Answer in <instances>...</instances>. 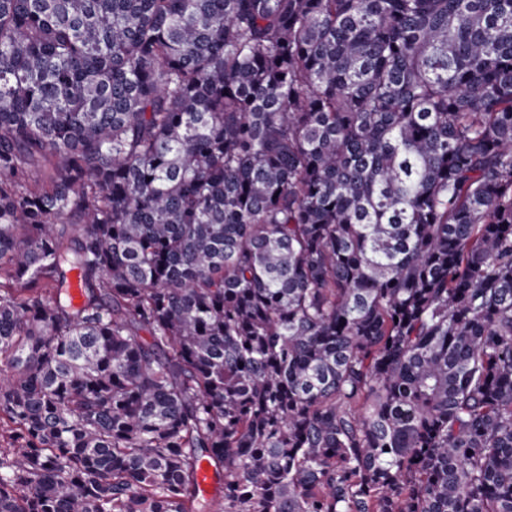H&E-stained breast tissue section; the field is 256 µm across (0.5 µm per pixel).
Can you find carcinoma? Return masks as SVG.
I'll list each match as a JSON object with an SVG mask.
<instances>
[{
    "mask_svg": "<svg viewBox=\"0 0 512 512\" xmlns=\"http://www.w3.org/2000/svg\"><path fill=\"white\" fill-rule=\"evenodd\" d=\"M204 460L512 512V0H0V512Z\"/></svg>",
    "mask_w": 512,
    "mask_h": 512,
    "instance_id": "obj_1",
    "label": "carcinoma"
}]
</instances>
